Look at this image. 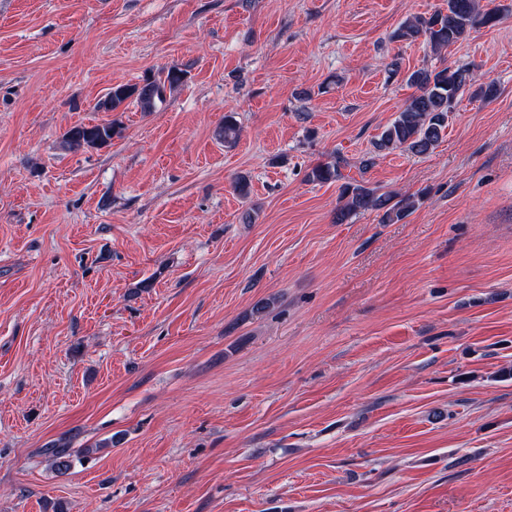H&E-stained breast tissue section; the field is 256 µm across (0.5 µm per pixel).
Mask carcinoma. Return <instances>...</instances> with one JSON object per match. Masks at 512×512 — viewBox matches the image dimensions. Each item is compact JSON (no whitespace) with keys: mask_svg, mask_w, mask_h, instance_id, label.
Instances as JSON below:
<instances>
[{"mask_svg":"<svg viewBox=\"0 0 512 512\" xmlns=\"http://www.w3.org/2000/svg\"><path fill=\"white\" fill-rule=\"evenodd\" d=\"M499 20L500 9H486L480 5V0H446L443 10L428 16L407 17L391 34V39L415 41L422 38L437 52L463 42L471 31L492 27ZM184 78V71L169 69L147 76L139 84L114 85L95 103L94 110L116 112L132 99L141 111L153 112L164 101L166 88L183 83ZM406 82L416 88V93L381 131L375 141L378 152L402 150L419 155L429 152L443 138L448 128V114L470 90L475 76L467 65L440 70L419 68L406 77ZM117 134L119 127L113 122L76 125L63 133L62 142L69 148H101L111 145ZM238 135L237 121L231 115L224 116V126L218 130V136L224 139V143L232 144ZM344 164L346 161L340 156L332 162L319 164L312 168L309 179L319 183L336 182L342 179ZM340 201V208L336 211L338 222L352 212L371 209L382 212L383 223H395L419 205V200L413 196L394 203L391 196L379 194L356 181L341 186ZM44 452L59 473L69 471L73 465V451L65 444H54Z\"/></svg>","mask_w":512,"mask_h":512,"instance_id":"1","label":"carcinoma"}]
</instances>
